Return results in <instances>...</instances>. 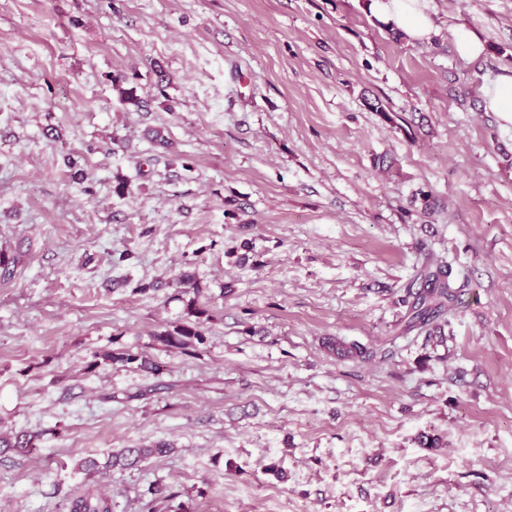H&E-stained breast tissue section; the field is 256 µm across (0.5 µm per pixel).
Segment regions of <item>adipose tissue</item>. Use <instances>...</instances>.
I'll return each mask as SVG.
<instances>
[{
	"instance_id": "1",
	"label": "adipose tissue",
	"mask_w": 512,
	"mask_h": 512,
	"mask_svg": "<svg viewBox=\"0 0 512 512\" xmlns=\"http://www.w3.org/2000/svg\"><path fill=\"white\" fill-rule=\"evenodd\" d=\"M367 10L382 27L402 33L408 41L425 42L436 33L425 0H368Z\"/></svg>"
}]
</instances>
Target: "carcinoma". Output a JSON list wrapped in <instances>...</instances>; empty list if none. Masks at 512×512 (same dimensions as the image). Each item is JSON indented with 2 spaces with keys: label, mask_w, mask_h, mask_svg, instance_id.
<instances>
[{
  "label": "carcinoma",
  "mask_w": 512,
  "mask_h": 512,
  "mask_svg": "<svg viewBox=\"0 0 512 512\" xmlns=\"http://www.w3.org/2000/svg\"><path fill=\"white\" fill-rule=\"evenodd\" d=\"M19 258L0 251V279L5 281L12 277ZM466 285L457 282L452 277L451 265H433L424 263L411 283L405 288L400 302L406 308L401 319L399 333L416 332L430 339L441 332V321L444 316L464 304ZM206 310L198 305V300L192 297L186 303V320L171 330L156 335V340L167 348L187 350L195 344L204 341L201 318ZM395 340L393 336H380L375 343L364 345L358 342H336L331 344L336 354L350 359L366 361L389 352L387 345ZM105 363L133 367L140 371L157 373L155 362L145 354H132L124 350L105 351L98 355ZM37 434H18L12 439L0 436L1 448H14L20 453H29L37 447ZM172 448L163 441L133 448H123L111 454L105 467L127 470L142 466L152 457H161L171 452ZM147 494L150 500L145 506L147 512H156L154 503L162 500L167 503L168 512H184V504L177 501L179 493L161 484L149 486ZM112 499L100 494L93 488L84 490L72 498L68 504V512H113Z\"/></svg>",
  "instance_id": "carcinoma-1"
}]
</instances>
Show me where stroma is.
<instances>
[{
  "label": "stroma",
  "mask_w": 512,
  "mask_h": 512,
  "mask_svg": "<svg viewBox=\"0 0 512 512\" xmlns=\"http://www.w3.org/2000/svg\"><path fill=\"white\" fill-rule=\"evenodd\" d=\"M365 2L0 0V433L40 437L0 453V512L153 482L186 512H512V124L482 102L512 0H427L423 43ZM427 256L470 283L446 343L328 353L394 330ZM192 297L204 343L155 341ZM453 39L459 55L465 59L480 57L484 52V45L480 39L464 26L453 30ZM397 337L398 336H380L376 339L375 343L371 345H364L358 342H336L332 343L331 347L336 351V354L342 357L366 361L374 359L378 355H381V358H385L386 354L390 351L386 346L391 343L390 341L394 342ZM104 363L112 365H121L124 367H134L140 371L157 373L158 367L155 362L145 354H132L124 350H112L102 352L97 356ZM172 450L173 448H170L168 443L163 441L133 448H122L119 452L113 453L108 457L105 467L110 470L138 468L150 458L165 456Z\"/></svg>",
  "instance_id": "stroma-1"
}]
</instances>
